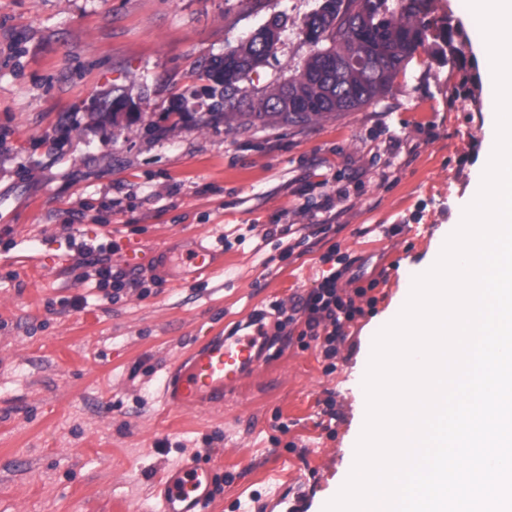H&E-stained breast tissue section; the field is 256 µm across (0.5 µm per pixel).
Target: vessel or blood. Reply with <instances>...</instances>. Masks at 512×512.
Masks as SVG:
<instances>
[{
  "label": "vessel or blood",
  "mask_w": 512,
  "mask_h": 512,
  "mask_svg": "<svg viewBox=\"0 0 512 512\" xmlns=\"http://www.w3.org/2000/svg\"><path fill=\"white\" fill-rule=\"evenodd\" d=\"M177 262L200 273L215 266L213 251L205 247L178 256ZM268 342V328L261 322L249 333L207 337L187 362L163 379L159 387L163 407L181 412L199 404L223 406L243 379L263 366ZM211 487L210 471L196 457H186L157 481L159 512H204Z\"/></svg>",
  "instance_id": "obj_1"
}]
</instances>
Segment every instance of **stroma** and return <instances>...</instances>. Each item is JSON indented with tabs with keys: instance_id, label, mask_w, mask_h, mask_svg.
<instances>
[{
	"instance_id": "1",
	"label": "stroma",
	"mask_w": 512,
	"mask_h": 512,
	"mask_svg": "<svg viewBox=\"0 0 512 512\" xmlns=\"http://www.w3.org/2000/svg\"><path fill=\"white\" fill-rule=\"evenodd\" d=\"M319 4L0 0V512H156V476L188 455L212 471L206 512H287L293 486L301 512H324L340 491L372 333L468 199L488 85L472 82L483 71L460 0H434L463 61L425 43L388 93L310 126L208 121L205 66L280 15L250 79L260 90L287 78L313 51L299 27ZM119 95L134 114L97 124ZM270 224L292 226L287 242L259 246ZM233 227L244 242L224 244ZM25 237L52 270L18 265ZM128 242L149 267L125 264ZM108 243L127 288L80 304L82 251ZM198 245L215 253L211 273L171 266ZM331 251L377 299L346 326L334 370L299 312L223 407L165 412L159 385L198 337L258 309L274 326L272 305L306 296Z\"/></svg>"
}]
</instances>
